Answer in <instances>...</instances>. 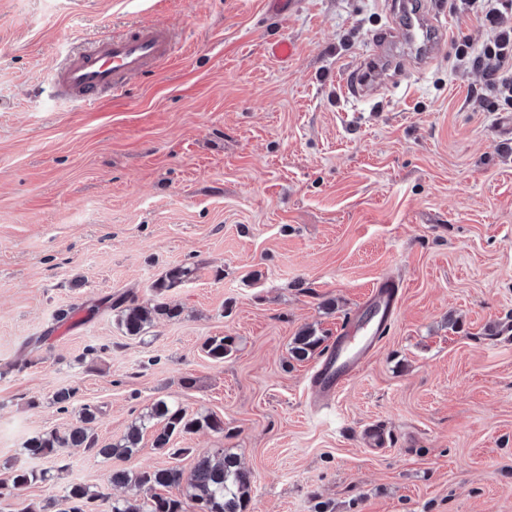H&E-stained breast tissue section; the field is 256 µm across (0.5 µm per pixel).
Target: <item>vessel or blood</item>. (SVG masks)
<instances>
[{
  "instance_id": "b4317fda",
  "label": "vessel or blood",
  "mask_w": 512,
  "mask_h": 512,
  "mask_svg": "<svg viewBox=\"0 0 512 512\" xmlns=\"http://www.w3.org/2000/svg\"><path fill=\"white\" fill-rule=\"evenodd\" d=\"M405 39L418 51L431 47L444 27L424 23L420 0H402ZM175 39L160 25H136L123 35L103 37L86 49L71 53L53 75L58 97L86 107L98 105L107 94H119L126 84L171 58ZM376 72L372 59L348 69L339 82L343 95L358 98L368 91ZM400 303L399 287L383 280L348 326L337 336L313 377L318 395L331 397L357 375L369 352L389 329Z\"/></svg>"
}]
</instances>
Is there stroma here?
Wrapping results in <instances>:
<instances>
[{"mask_svg": "<svg viewBox=\"0 0 512 512\" xmlns=\"http://www.w3.org/2000/svg\"><path fill=\"white\" fill-rule=\"evenodd\" d=\"M395 0H0V480H51L0 512L113 468L168 465L145 430L128 459L83 448L36 459L30 437L98 407V444L159 398L224 422L178 440L191 469L221 448L252 479L248 512H512V112L472 97L461 42L486 32L431 0L445 32L368 95L338 81L395 18ZM177 41L171 61L92 108L58 101L65 52L133 24ZM295 46L287 59L270 42ZM181 308L137 338L112 301L146 302L166 271ZM384 278L403 287L384 339L327 404L294 336L326 343ZM229 336L216 362L202 351ZM75 389L74 407L53 401ZM380 426L385 450L365 446ZM322 337L316 335L312 328H305L295 336L291 346V356L295 360L304 361L312 355L322 343ZM51 480L47 471L22 467L13 472L7 482H0V497L18 495L36 483H47Z\"/></svg>", "mask_w": 512, "mask_h": 512, "instance_id": "35a3bbf8", "label": "stroma"}]
</instances>
